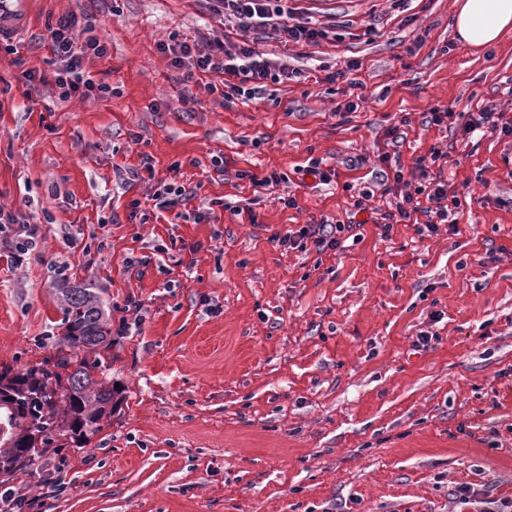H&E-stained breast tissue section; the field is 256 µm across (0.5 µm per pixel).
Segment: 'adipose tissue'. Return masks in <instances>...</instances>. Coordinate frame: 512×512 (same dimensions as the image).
Listing matches in <instances>:
<instances>
[{
    "mask_svg": "<svg viewBox=\"0 0 512 512\" xmlns=\"http://www.w3.org/2000/svg\"><path fill=\"white\" fill-rule=\"evenodd\" d=\"M453 27L464 43L484 48L512 31V0H457Z\"/></svg>",
    "mask_w": 512,
    "mask_h": 512,
    "instance_id": "1",
    "label": "adipose tissue"
}]
</instances>
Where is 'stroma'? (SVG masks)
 Returning a JSON list of instances; mask_svg holds the SVG:
<instances>
[{"label":"stroma","mask_w":512,"mask_h":512,"mask_svg":"<svg viewBox=\"0 0 512 512\" xmlns=\"http://www.w3.org/2000/svg\"><path fill=\"white\" fill-rule=\"evenodd\" d=\"M290 6L340 36L219 29L204 0H33L0 48V204L39 228L22 262L0 244V370L55 356L61 280L130 322L112 338L116 412L13 482L46 512H476L461 487L512 505V136L463 131L471 112L512 118V35L462 43L455 0ZM65 13L92 17L107 46L85 60L102 97L62 102L44 82ZM174 33L252 41L306 80L228 103L196 86L184 103L159 49ZM434 108L454 124H426ZM435 150L449 162L430 172L463 197L459 234L399 224L382 238L353 206L364 192L388 203L378 153L413 180ZM146 156L151 182L122 184ZM313 160L330 180L301 185ZM273 170L286 180L268 190L241 177ZM163 182L199 184L206 218L198 202L131 214ZM314 219L357 222V236L336 254L271 242ZM424 330L431 346L414 351Z\"/></svg>","instance_id":"stroma-1"}]
</instances>
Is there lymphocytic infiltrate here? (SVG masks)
<instances>
[{"label":"lymphocytic infiltrate","instance_id":"obj_1","mask_svg":"<svg viewBox=\"0 0 512 512\" xmlns=\"http://www.w3.org/2000/svg\"><path fill=\"white\" fill-rule=\"evenodd\" d=\"M210 12L220 25H233L242 31L273 29L286 42L310 44L325 37V30L294 23L288 0H208ZM91 19L72 14L59 16L49 29V49L56 68L52 75L55 95L60 101L78 96L87 98L106 93V86L96 83L84 60L87 55H106L107 47L92 32ZM175 67L185 69L186 81H193L197 73L220 76V83H208L209 92L221 93L224 100L254 97L265 82L285 83L294 75L287 68L272 62L250 43L225 45L223 39L208 41H174L163 45ZM384 194L395 195L396 200L388 210L380 212L373 222L382 237H389L394 226L413 224L418 234L435 235L440 225H447L451 234H458L454 220L462 205L457 191L451 190L440 179H429L426 184L412 186L402 171H395L391 183L385 184ZM346 230L342 224H307L295 231L274 234L273 242L287 250L305 249L313 245L320 253L337 251L341 235Z\"/></svg>","mask_w":512,"mask_h":512}]
</instances>
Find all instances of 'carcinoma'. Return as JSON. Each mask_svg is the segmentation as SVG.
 Returning <instances> with one entry per match:
<instances>
[{
	"label": "carcinoma",
	"mask_w": 512,
	"mask_h": 512,
	"mask_svg": "<svg viewBox=\"0 0 512 512\" xmlns=\"http://www.w3.org/2000/svg\"><path fill=\"white\" fill-rule=\"evenodd\" d=\"M57 293L63 314L58 343L68 352H60L51 368L0 372V478L32 470L40 448L88 446L118 403L112 382L95 378V369L112 357L106 303L86 284L66 281Z\"/></svg>",
	"instance_id": "1"
}]
</instances>
